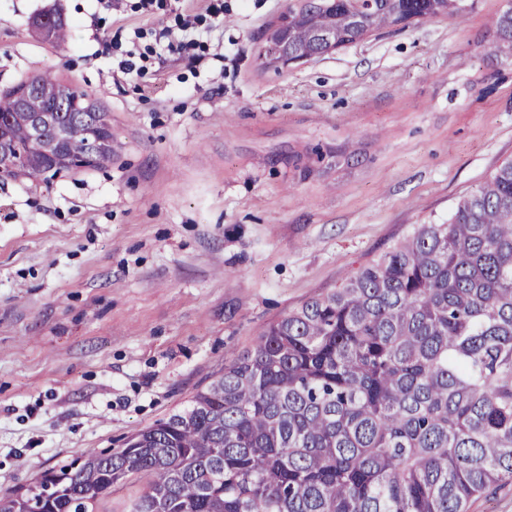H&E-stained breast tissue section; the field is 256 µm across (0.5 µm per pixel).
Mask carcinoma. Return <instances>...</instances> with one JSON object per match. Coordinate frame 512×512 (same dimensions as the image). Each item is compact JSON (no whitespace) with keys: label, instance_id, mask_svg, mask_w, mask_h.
Masks as SVG:
<instances>
[{"label":"carcinoma","instance_id":"1","mask_svg":"<svg viewBox=\"0 0 512 512\" xmlns=\"http://www.w3.org/2000/svg\"><path fill=\"white\" fill-rule=\"evenodd\" d=\"M458 0H294L284 51L313 58L414 20H463ZM512 45V6L497 19ZM29 80L0 91L15 113ZM58 117L73 154L55 166L28 142L21 178L112 161V124L82 89ZM512 477V161L419 224L333 293L270 324L185 410L115 452L77 457L0 512H95L134 476L129 512H466Z\"/></svg>","mask_w":512,"mask_h":512}]
</instances>
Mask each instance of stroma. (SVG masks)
Here are the masks:
<instances>
[{
	"label": "stroma",
	"instance_id": "35a3bbf8",
	"mask_svg": "<svg viewBox=\"0 0 512 512\" xmlns=\"http://www.w3.org/2000/svg\"><path fill=\"white\" fill-rule=\"evenodd\" d=\"M136 3L0 0V88L56 73L109 112L113 146L98 170L0 182L2 491L183 409L512 161L507 0L287 68L259 47L288 0ZM50 9L66 43L32 26ZM180 13L199 45L118 72Z\"/></svg>",
	"mask_w": 512,
	"mask_h": 512
}]
</instances>
